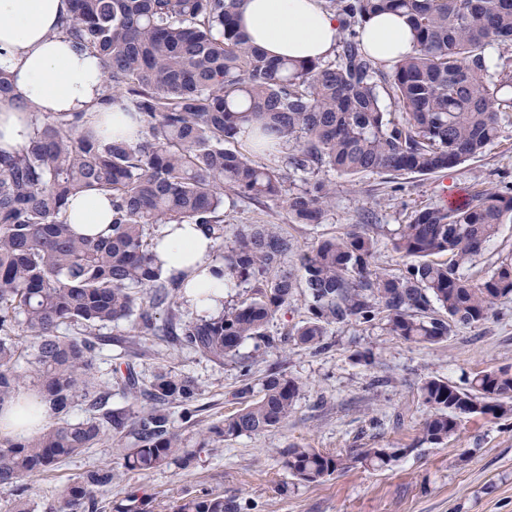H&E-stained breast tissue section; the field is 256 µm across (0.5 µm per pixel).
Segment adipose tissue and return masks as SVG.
Masks as SVG:
<instances>
[{"label":"adipose tissue","instance_id":"ef3b65f1","mask_svg":"<svg viewBox=\"0 0 512 512\" xmlns=\"http://www.w3.org/2000/svg\"><path fill=\"white\" fill-rule=\"evenodd\" d=\"M69 0H0V67L13 92L0 101V148L20 151L33 134L36 112H91L102 93L97 56L77 48L57 28ZM239 23L254 45L273 58L309 60L332 51L339 20L319 0H244ZM361 39L369 53L392 65L414 50L405 17L377 14L366 20ZM64 217L76 233L95 234L112 221L107 195L70 198ZM216 246L196 224L165 225L153 240L156 264L184 279V299L195 311L222 307L226 283L214 260Z\"/></svg>","mask_w":512,"mask_h":512}]
</instances>
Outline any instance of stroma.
Wrapping results in <instances>:
<instances>
[{"label": "stroma", "mask_w": 512, "mask_h": 512, "mask_svg": "<svg viewBox=\"0 0 512 512\" xmlns=\"http://www.w3.org/2000/svg\"><path fill=\"white\" fill-rule=\"evenodd\" d=\"M331 180L336 206L324 223L292 224L284 205L249 200L227 208L224 221L231 227L274 223L308 249L358 223L370 209L377 223L392 229L412 211L439 202L442 192L511 185L512 113L501 116L499 139L482 156L443 173L406 175L395 183L376 174L353 181L335 174ZM306 318L300 303L277 314L269 331L284 337V349L258 357L249 377L254 390H261L269 369L279 366L304 382L294 412L281 427L239 437L216 452L198 449L195 466L187 470L128 474L102 491L105 512H114L132 491L151 495L150 512H172L180 499L205 492L237 499L244 512H512V414L465 418L444 444L416 441L426 416L418 396L425 378L466 389L477 372L512 366V302L500 305L497 319L455 328L437 345L407 342L349 322L336 325L330 348L317 353L292 339ZM165 362L200 390L197 424L178 427L188 441L238 409L234 393L243 379L233 361L219 365L189 349L171 353L158 345L134 365L147 383ZM301 444L343 458L360 448H398L402 454L384 470L350 464L321 483L307 484L284 467L280 456L282 449ZM115 454L108 445L62 460L34 482L32 512H47L69 479Z\"/></svg>", "instance_id": "stroma-1"}]
</instances>
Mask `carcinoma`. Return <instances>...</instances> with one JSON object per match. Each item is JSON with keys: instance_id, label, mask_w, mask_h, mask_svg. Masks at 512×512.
Masks as SVG:
<instances>
[{"instance_id": "carcinoma-1", "label": "carcinoma", "mask_w": 512, "mask_h": 512, "mask_svg": "<svg viewBox=\"0 0 512 512\" xmlns=\"http://www.w3.org/2000/svg\"><path fill=\"white\" fill-rule=\"evenodd\" d=\"M320 2L341 19L336 47L302 62L271 59L250 41L237 24L243 0H70L62 32L99 56L100 104H121L141 135L106 140L85 112L37 113L29 143L0 150V410L31 392L29 410L43 404L48 412L27 438L0 435V484L21 491L9 512H30L24 493L34 478L109 440L117 461L69 480L50 512H102L100 490L112 482L193 463L167 405L180 404L181 421L196 423V386L167 368L148 389L130 365L102 378L95 355L112 324L132 323L133 346L155 338L214 363L235 359L247 377L254 358L240 356L241 345L255 341L259 355L281 350L284 340L268 325L299 298L309 316L293 340L314 350L346 322L437 345L512 301V261L477 282L466 274L512 221V187L474 186L460 204L425 206L389 232L403 262L397 274L375 262L382 224H352L309 250L278 224L238 228L222 255L224 277L252 285V297L182 319V282L155 267L151 229L198 224L221 246L224 209L239 199L282 203L291 222L320 224L336 199L322 174L441 173L482 156L499 138V116L512 112V0ZM383 12L404 15L415 40L413 53L390 67L354 32ZM262 153L281 156L286 169L259 162ZM88 190L112 201L105 236L79 237L63 220L68 199ZM114 386L127 400L120 410L112 409ZM303 389L278 368L257 398L242 384L240 407L202 431L198 446L280 427ZM418 393L428 413L417 440L442 444L464 416L512 413V367L482 370L468 389L427 378ZM74 404L85 411L76 422L66 418ZM283 458L309 484L345 465L309 445ZM398 458L397 448H363L351 461L384 468ZM240 509L208 492L181 499L174 512Z\"/></svg>"}]
</instances>
